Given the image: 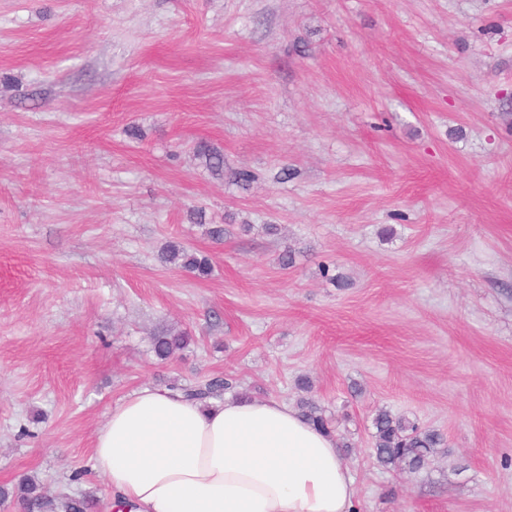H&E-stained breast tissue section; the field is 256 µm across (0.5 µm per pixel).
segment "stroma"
Masks as SVG:
<instances>
[{"label": "stroma", "mask_w": 512, "mask_h": 512, "mask_svg": "<svg viewBox=\"0 0 512 512\" xmlns=\"http://www.w3.org/2000/svg\"><path fill=\"white\" fill-rule=\"evenodd\" d=\"M217 375L308 378L356 512H512V0H0V486L108 512L113 405ZM164 259L198 277H205L211 273V265L207 256L192 252L179 243L168 245ZM189 336L179 334H162L153 336V350L161 361L168 360L177 350L183 349L188 344ZM372 450L377 463L387 469L416 470L423 467L440 448L445 437L436 430H422L415 423L378 409L372 421Z\"/></svg>", "instance_id": "stroma-1"}]
</instances>
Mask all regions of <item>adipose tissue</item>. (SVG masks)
Wrapping results in <instances>:
<instances>
[{"label": "adipose tissue", "instance_id": "ef3b65f1", "mask_svg": "<svg viewBox=\"0 0 512 512\" xmlns=\"http://www.w3.org/2000/svg\"><path fill=\"white\" fill-rule=\"evenodd\" d=\"M116 512H351L354 480L333 437L274 399L208 406L145 387L93 440Z\"/></svg>", "mask_w": 512, "mask_h": 512}]
</instances>
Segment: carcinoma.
<instances>
[{"label": "carcinoma", "mask_w": 512, "mask_h": 512, "mask_svg": "<svg viewBox=\"0 0 512 512\" xmlns=\"http://www.w3.org/2000/svg\"><path fill=\"white\" fill-rule=\"evenodd\" d=\"M165 261L192 273L205 277L211 273L209 258L199 255L179 243L168 245ZM189 337L179 334H162L152 338L156 357L165 361L188 344ZM236 387L233 380L221 376L209 378L195 385H174L187 398L204 400L217 398ZM300 416L316 429L331 433L332 419L312 400L300 402ZM372 450L377 463L387 469L423 467L439 449L447 447L445 437L435 430H422L416 424L397 418L385 409L376 411L372 421ZM16 499L24 512H90L96 507L92 495L72 497L49 495L32 477L23 478L13 487L0 486V502Z\"/></svg>", "instance_id": "cac0c4a2"}]
</instances>
